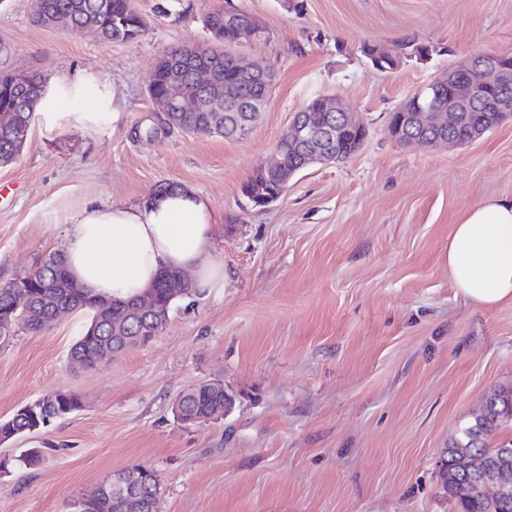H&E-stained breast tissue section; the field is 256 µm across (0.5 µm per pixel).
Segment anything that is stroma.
Instances as JSON below:
<instances>
[{
    "label": "stroma",
    "mask_w": 512,
    "mask_h": 512,
    "mask_svg": "<svg viewBox=\"0 0 512 512\" xmlns=\"http://www.w3.org/2000/svg\"><path fill=\"white\" fill-rule=\"evenodd\" d=\"M32 5L0 0L8 64L48 90L80 89L91 120L36 116L22 153L0 166V284L64 249L84 210L173 182L224 216V285L178 300L161 334L93 370L68 363L84 314L0 346V420L52 390L83 402L0 445V458L43 452L0 475V512H62L141 466L160 478L158 512H457L440 460L488 393L512 389V304L486 308L455 288L448 239L465 208L512 198V117L432 147L399 144L387 124L441 74L512 52V0H135L147 26L127 42L38 26ZM229 8L267 28L246 49L276 74L267 107L234 139L169 129L149 75L170 49L206 40L207 12ZM365 44L398 66H372ZM321 94L350 105L363 147L253 206L243 183ZM212 381L235 395L232 412L177 423L175 399Z\"/></svg>",
    "instance_id": "stroma-1"
}]
</instances>
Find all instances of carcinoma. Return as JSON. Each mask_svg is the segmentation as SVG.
I'll return each instance as SVG.
<instances>
[{"instance_id":"obj_1","label":"carcinoma","mask_w":512,"mask_h":512,"mask_svg":"<svg viewBox=\"0 0 512 512\" xmlns=\"http://www.w3.org/2000/svg\"><path fill=\"white\" fill-rule=\"evenodd\" d=\"M247 17L243 11H212L203 19L209 40L203 44H188L173 48L157 62L150 75L148 93L151 99L160 100L166 95L170 73L173 68L181 70L184 85L192 95L207 96L205 88L197 85L192 75L199 68L216 71L222 83L236 89L237 111L223 112H175L172 119L180 128L193 129L201 135L232 138L238 136L241 123H254L258 117L256 108L268 103L271 86L246 76L238 63L234 29L239 19ZM34 22L45 27L60 26L69 30H92L101 39L112 42L128 41L134 33H142L146 22L135 9L133 0H36ZM45 96V85L39 75L19 71L0 65V154L15 156L23 146L14 137V130L33 123L41 100ZM425 98L434 100L439 113L435 123L421 127L413 124L414 113L405 118L393 116L389 132L396 142L406 145L417 138L424 146H432L437 140L452 137L459 143L473 140L478 129H490L499 124L494 112L473 110L460 114L457 125L448 128V94L439 97L425 87ZM329 95H318L306 105V111L293 115L296 121L313 119L322 127L332 129V141L328 150L347 159L355 155L366 138L367 131H358L347 125L338 112L327 109ZM280 164L269 168L257 165L249 180L243 185V194L256 207H265L268 201L282 195L291 179L300 171L320 163L319 155L297 139H288L283 134ZM26 294H21L5 283L0 286V324L10 323L13 334L25 330L40 332L50 321L53 309L63 307L68 312H86L89 320L75 343L70 348L68 359L72 367L81 370L93 369L100 364L102 345L112 342V330L116 325L124 327L130 337L158 335L167 326L176 302L196 292L193 283H178L179 272L163 273L153 286L156 305L151 315L138 311L136 300H103L82 288L74 287L64 261L63 252L48 254L35 267L27 270ZM177 402L184 407L187 419L199 425L210 421L212 411L224 406L229 399L224 390L215 389L210 383L197 385L192 391L182 394ZM81 404L78 394L69 390H56L44 394L10 418L0 420V432L11 431L22 436L43 428L51 422L69 414ZM512 424V389H500L489 393L472 418L460 429L458 435L448 443L446 458L441 464L443 488L455 499L459 512H512V493L491 497L483 492L484 477L496 469H505L512 482V442L506 448H491L487 438L507 424ZM41 454L26 449L13 458L0 459V466L32 467L39 464ZM110 476L93 488L80 493L68 502L66 512H152L153 505L161 495L159 480L150 487H138L134 500L126 507L112 493Z\"/></svg>"}]
</instances>
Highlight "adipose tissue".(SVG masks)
<instances>
[{
  "mask_svg": "<svg viewBox=\"0 0 512 512\" xmlns=\"http://www.w3.org/2000/svg\"><path fill=\"white\" fill-rule=\"evenodd\" d=\"M222 216L195 190L178 187L134 204L95 207L67 233L66 268L91 294L126 299L143 294L167 270L190 272L196 287L224 284L213 258ZM448 270L475 304L512 302V200L468 207L448 239Z\"/></svg>",
  "mask_w": 512,
  "mask_h": 512,
  "instance_id": "adipose-tissue-1",
  "label": "adipose tissue"
}]
</instances>
